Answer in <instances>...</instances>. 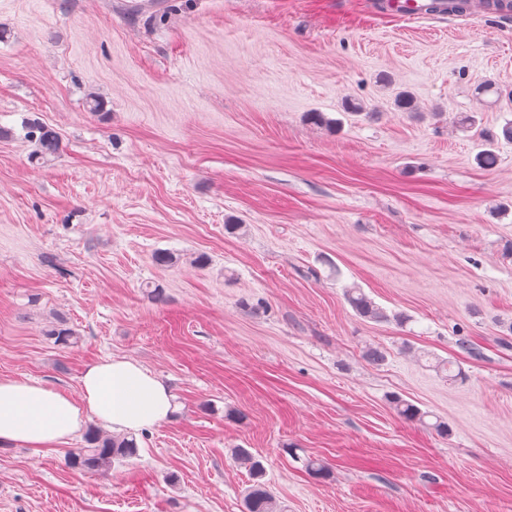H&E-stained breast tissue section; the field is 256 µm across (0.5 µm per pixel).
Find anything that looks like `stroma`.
Segmentation results:
<instances>
[{
    "mask_svg": "<svg viewBox=\"0 0 512 512\" xmlns=\"http://www.w3.org/2000/svg\"><path fill=\"white\" fill-rule=\"evenodd\" d=\"M372 2L0 0V377L126 356L175 404L108 470L0 445V512H245L238 447L287 512H512V144L455 124L512 121V13ZM426 0H386L383 12L407 19H421L428 16L425 10ZM27 136L35 141L37 149L32 158L35 162L45 163L59 150L58 134L39 121H31L25 125ZM345 297L349 305L360 316L375 321H382L387 318V315L380 307L375 305L365 294L356 288L346 289Z\"/></svg>",
    "mask_w": 512,
    "mask_h": 512,
    "instance_id": "1",
    "label": "stroma"
}]
</instances>
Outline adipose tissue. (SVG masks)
Here are the masks:
<instances>
[{
	"instance_id": "obj_1",
	"label": "adipose tissue",
	"mask_w": 512,
	"mask_h": 512,
	"mask_svg": "<svg viewBox=\"0 0 512 512\" xmlns=\"http://www.w3.org/2000/svg\"><path fill=\"white\" fill-rule=\"evenodd\" d=\"M172 396L138 361L107 357L86 366L78 395L35 380L0 377V443L51 448L66 443L93 419L116 434L167 421Z\"/></svg>"
}]
</instances>
